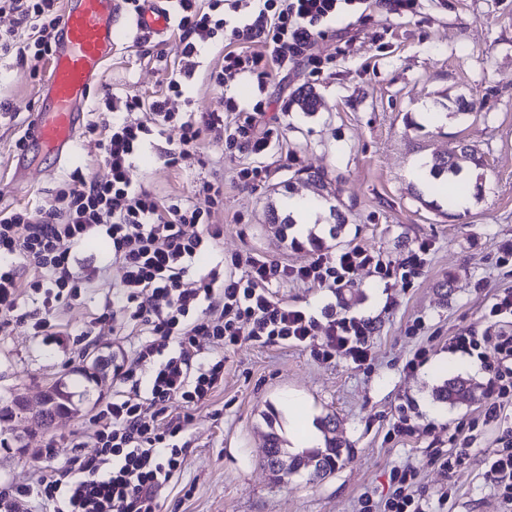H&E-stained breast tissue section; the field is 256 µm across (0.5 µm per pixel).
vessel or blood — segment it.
Returning <instances> with one entry per match:
<instances>
[{"instance_id": "b4317fda", "label": "vessel or blood", "mask_w": 512, "mask_h": 512, "mask_svg": "<svg viewBox=\"0 0 512 512\" xmlns=\"http://www.w3.org/2000/svg\"><path fill=\"white\" fill-rule=\"evenodd\" d=\"M169 0H142L134 16L125 0H65L52 72L44 87L45 108L37 112L28 146L69 161L87 109L92 86L101 80L104 64L129 31L163 36L172 24Z\"/></svg>"}]
</instances>
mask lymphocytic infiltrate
<instances>
[{
	"label": "lymphocytic infiltrate",
	"instance_id": "1",
	"mask_svg": "<svg viewBox=\"0 0 512 512\" xmlns=\"http://www.w3.org/2000/svg\"><path fill=\"white\" fill-rule=\"evenodd\" d=\"M366 2L175 0L183 58L196 56L206 43L228 40L233 48L210 79L225 88L236 77H250L254 96L249 107L227 94L210 112L173 111L170 100L181 96L187 74L170 71L167 96L113 98L89 123V133L100 137L98 163L76 167L55 195L36 207L0 210L1 335L26 322L44 342L64 343L65 332L56 320L88 282L79 248L103 239L110 245L106 263L117 279L100 318L108 320L115 307H122L131 333L142 338L131 363L113 368L120 391L90 418L94 453L42 470L30 484L0 482V512H32L37 501L53 503L56 512H158L161 490L182 470L179 440L192 409L224 386L223 358H202L200 339L229 349L245 340L304 347L319 336L318 359L341 354L359 365L369 359L372 321L330 305L318 318L280 301L274 289L286 280L341 289L354 271L365 267L388 278L390 264L379 252L353 247L300 265L260 254L235 255L228 269L197 274L195 263L224 237L223 225L211 220L224 205L223 178L202 179L188 200L157 196L129 177L147 143L172 128L179 129V138L162 152L171 167L198 153L213 134L223 136L226 153H266L273 137L265 123L271 69L289 70L303 62L313 76H320L326 59L312 51L317 39L327 25ZM1 13L31 29L23 43L0 34L1 56L12 55L34 67L51 58L63 17L61 0H0ZM27 290L41 298L40 306L29 311L21 303ZM485 320L483 335L460 332L448 347L477 356L495 370L485 386L490 402L482 422L501 427L502 436L490 452L485 476L505 512H512V428L506 424L512 415L511 288L495 295ZM145 363L153 369L144 377L139 367ZM177 401L185 408L179 415L171 411ZM416 476L411 468L393 471L396 487L381 512H431Z\"/></svg>",
	"mask_w": 512,
	"mask_h": 512
}]
</instances>
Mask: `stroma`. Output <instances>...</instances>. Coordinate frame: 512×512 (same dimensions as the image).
Masks as SVG:
<instances>
[{
  "mask_svg": "<svg viewBox=\"0 0 512 512\" xmlns=\"http://www.w3.org/2000/svg\"><path fill=\"white\" fill-rule=\"evenodd\" d=\"M315 49L331 58L323 75L312 76L303 64L272 73L267 114L277 119L280 136L268 152L225 157L222 143L211 140L203 157L169 168L158 158L166 146L159 139L136 160L133 182L161 196L186 198L201 179L223 175L224 207L212 221L224 227L228 257L257 253L298 265L361 246L382 253L397 269L417 242H429L431 250L407 285L399 276L382 279L365 268L338 295L296 281L277 288L279 300L315 315L332 303L337 311L372 319L376 332L364 364L342 356L322 361L311 348L292 344L245 341L225 351L203 343L202 357L225 359L224 387L194 410L182 437L183 469L165 489L161 512H359L363 496L377 502L389 497L391 471L403 466L416 469L419 487L439 512H501L484 478L485 458L501 434L481 423L488 395L450 405L437 401L435 391L458 374L485 383L480 361L449 350L448 342L464 329L483 332L492 297L512 287V265L501 264L497 252L500 241L512 239V0H417L414 12L403 16L391 14L385 0H371L364 16L353 13L327 27ZM223 63L220 41L187 60L176 32L151 38L129 33L93 86L87 109L104 108L115 96L154 99L165 91L167 72L189 65L194 75L175 104L211 111L221 90L209 74ZM49 67L42 62L34 76L29 64L0 56V102L11 109L0 117V209L41 203L75 165L99 153L97 135L84 129L75 161L61 164L45 153L17 177L15 141L40 109ZM302 88L317 94L316 112L295 103ZM459 99L475 103V110L457 114ZM462 142L485 161L479 197L469 208L445 214L431 207L414 171L418 162L451 153ZM244 166L266 170L259 188L235 180ZM313 172L323 174L328 191L319 224L279 233L269 221L270 207H283L290 194L316 197L307 180ZM333 205L347 216L336 236ZM111 293V279L91 280L63 310V329L79 333ZM118 328L112 321L98 324L89 348L44 344L24 324L0 335V405L16 394L37 399L84 356L101 364L79 414L57 417L46 430L0 418V481L29 484L38 468L68 464L80 451L93 453L89 419L118 389L112 361L132 355L140 342L119 335ZM420 348L428 352L426 361L406 370ZM291 395L303 399L313 418H336L335 436L345 448L322 479H311L304 469L278 478L263 464L266 417L277 414L279 433L287 435L281 405ZM402 416L411 420L414 435L391 436ZM79 437L84 444L77 450L72 441ZM50 440L56 456L40 457ZM438 451L458 456L454 473L433 462ZM450 486L454 495L439 504Z\"/></svg>",
  "mask_w": 512,
  "mask_h": 512,
  "instance_id": "stroma-1",
  "label": "stroma"
}]
</instances>
